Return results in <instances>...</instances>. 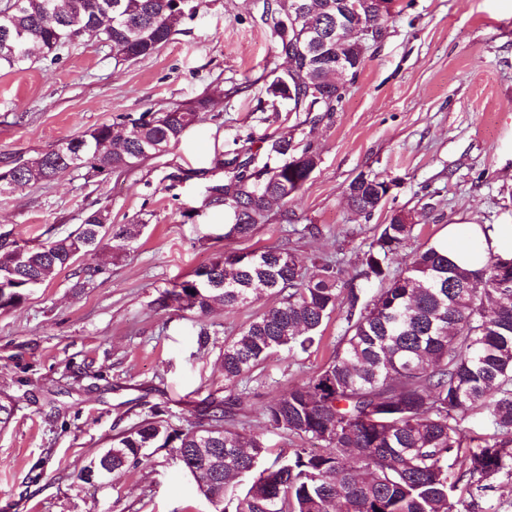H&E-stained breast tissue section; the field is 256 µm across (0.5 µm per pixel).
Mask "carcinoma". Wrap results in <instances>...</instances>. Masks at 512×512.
<instances>
[{
	"label": "carcinoma",
	"mask_w": 512,
	"mask_h": 512,
	"mask_svg": "<svg viewBox=\"0 0 512 512\" xmlns=\"http://www.w3.org/2000/svg\"><path fill=\"white\" fill-rule=\"evenodd\" d=\"M294 3L266 2L278 54L293 62V71L274 76L266 93L288 100L294 112H333L340 98L327 83L328 61L338 50L354 54L357 39L332 40L326 51L303 56L297 44L312 28L327 31L336 0H305L309 18L287 28ZM184 19L175 0H9L0 10V71L22 72L31 56L4 38L7 28L51 55L75 42L74 29L106 21L102 39L114 57L138 59L168 43ZM208 105L200 98L192 108L120 116L68 140L61 155L50 148L24 161L4 156L0 172H13L22 188L74 168L128 169L178 141ZM267 152L278 162L257 172L236 156L216 161L227 175L210 185L208 204L239 214L240 238L266 223L272 203L298 192L316 166L312 147L299 151L286 136L271 141ZM367 181L354 207L370 215L382 204L384 182L361 173L349 190ZM107 219V209L90 208L76 230L33 247L1 232L0 309L22 306L33 289L80 257L89 262L77 285L101 275L97 254L131 247L143 228L116 227ZM412 228L392 216L347 281L330 263L314 264L309 274L292 252L272 248L250 251L235 266L220 255L166 291L180 308L204 316L267 294L281 299L220 345L228 395L210 394L198 422L180 433L170 432L164 410L152 405L106 444L112 472L143 463L148 449L164 448L174 436L183 468L216 512H226V502L233 512H473L476 499L489 498L500 476L512 477V267L491 253L470 270L433 245L407 256L391 276ZM375 281L383 287L372 292L368 285ZM338 309L345 326L330 361L263 408L267 428L321 441L325 451L296 448L262 468V439L245 442L228 428L238 415L234 390L273 352L308 351ZM476 408L488 409L494 432L465 448L462 423ZM236 478L248 480L240 493L232 484Z\"/></svg>",
	"instance_id": "1"
}]
</instances>
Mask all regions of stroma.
Masks as SVG:
<instances>
[{"mask_svg": "<svg viewBox=\"0 0 512 512\" xmlns=\"http://www.w3.org/2000/svg\"><path fill=\"white\" fill-rule=\"evenodd\" d=\"M264 2L198 0L195 17L145 58L115 62L86 35L56 58L37 52L23 72H0V157L31 158L121 115L210 99L202 121L131 170L81 168L0 194V232L31 245L67 235L93 206L107 208L112 224L144 226L131 249L98 254L104 272L92 284L77 287L74 264L23 306L0 310V403L14 407L0 426V512H214L169 447L104 483L78 478L132 422L128 400L161 403L182 430L208 393L223 390L220 352L199 347L201 327L233 336L274 297L206 316L158 301L214 257L285 245L307 268L337 262L346 280L393 214L413 221L397 269L448 225L512 224V0H394L358 73L342 74L344 95L330 113L295 112L266 95L285 61ZM284 135L313 145L315 170L250 239L226 237L223 210L207 201L224 176L215 160L241 151L265 163L269 142ZM361 173L391 186L369 216L346 198ZM341 318L332 314L319 345L273 353L239 385L236 428L262 437L265 462L303 442L267 429L264 406L325 366ZM86 365L92 376L80 375ZM25 376L29 398L18 389Z\"/></svg>", "mask_w": 512, "mask_h": 512, "instance_id": "1", "label": "stroma"}]
</instances>
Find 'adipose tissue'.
<instances>
[{
	"label": "adipose tissue",
	"mask_w": 512,
	"mask_h": 512,
	"mask_svg": "<svg viewBox=\"0 0 512 512\" xmlns=\"http://www.w3.org/2000/svg\"><path fill=\"white\" fill-rule=\"evenodd\" d=\"M437 246L455 264L476 270L488 253L512 255V224L487 229L478 224L449 225Z\"/></svg>",
	"instance_id": "1"
}]
</instances>
